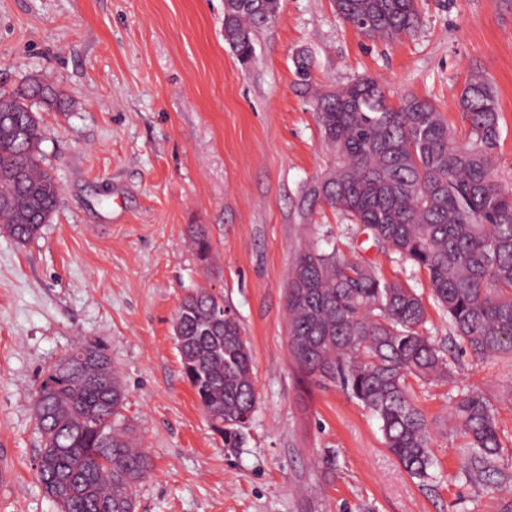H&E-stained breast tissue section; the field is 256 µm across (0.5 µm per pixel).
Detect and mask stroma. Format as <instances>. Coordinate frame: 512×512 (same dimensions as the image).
Masks as SVG:
<instances>
[{
	"label": "stroma",
	"instance_id": "stroma-1",
	"mask_svg": "<svg viewBox=\"0 0 512 512\" xmlns=\"http://www.w3.org/2000/svg\"><path fill=\"white\" fill-rule=\"evenodd\" d=\"M418 30L372 42L332 0H282L241 68L224 41V0H0V90L45 77L67 109L38 105L44 166L59 206L39 236L0 232V455L17 471L0 512H58L36 469L33 399L76 341L104 349L126 388L122 420L150 456L136 512H502L512 503V356L454 348L453 376L415 384L433 434L430 477L409 475L379 422L339 388L304 382L288 346L286 289L296 255L322 237L389 280L425 275L374 246L331 207L295 201L333 156L293 56L320 85L358 77L391 99L413 94L460 125L473 71L494 86L495 177L512 185V0H421ZM212 245L200 262L189 228ZM206 290L250 344L258 405L225 447L182 376L174 335L184 297ZM474 387L497 408L498 483L463 474L466 439L448 414Z\"/></svg>",
	"mask_w": 512,
	"mask_h": 512
}]
</instances>
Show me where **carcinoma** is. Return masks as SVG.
<instances>
[{
	"label": "carcinoma",
	"mask_w": 512,
	"mask_h": 512,
	"mask_svg": "<svg viewBox=\"0 0 512 512\" xmlns=\"http://www.w3.org/2000/svg\"><path fill=\"white\" fill-rule=\"evenodd\" d=\"M344 20L365 24L371 39H398L420 23L417 0H333ZM280 0H224V41L242 65L255 33L270 26ZM296 90L316 112L334 167L306 184L297 207L306 217L322 206L361 226L428 280L447 314L451 343L478 358L512 355V186L494 176L500 141L495 92L479 74L465 85L457 131L427 99L389 101L386 89L360 78L317 86L307 50L294 57ZM62 107V95L33 77L24 90L0 94V230L25 244L50 222L60 185L43 168L42 131L33 101ZM200 262L209 259L206 231L194 235ZM206 291L182 301L176 328L183 374L224 447L243 443L257 407L253 360L238 321ZM289 346L303 375L334 385L370 410L385 446L403 468L430 477L432 432L413 402L412 381L451 379L447 350L424 335L426 306L415 286L389 281L365 262L315 242L296 257L287 290ZM66 369H48L33 415L42 439L38 477L58 512H135V488L151 470L120 422L124 385L101 349L79 343ZM496 406L475 389L458 391L451 419L467 436L466 474L492 483L503 444Z\"/></svg>",
	"instance_id": "carcinoma-1"
}]
</instances>
